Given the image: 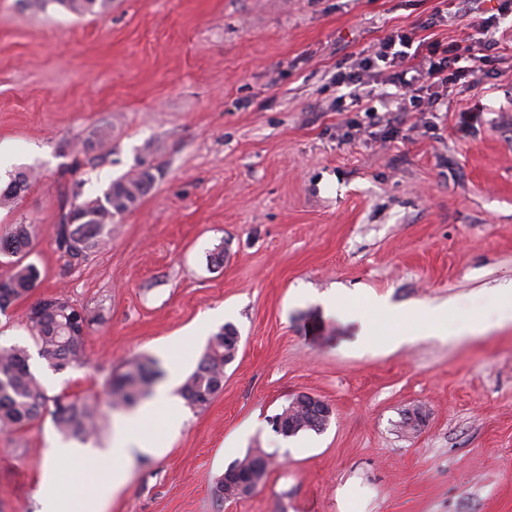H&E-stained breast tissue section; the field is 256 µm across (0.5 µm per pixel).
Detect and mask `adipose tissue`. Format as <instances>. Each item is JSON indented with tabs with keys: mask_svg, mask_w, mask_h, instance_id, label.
Listing matches in <instances>:
<instances>
[{
	"mask_svg": "<svg viewBox=\"0 0 512 512\" xmlns=\"http://www.w3.org/2000/svg\"><path fill=\"white\" fill-rule=\"evenodd\" d=\"M374 308L381 320H390L396 324L395 329L388 333L389 347L397 348L413 342L423 332L430 336H444L448 333L441 307L418 304L409 308H397L379 299L375 301ZM181 375L182 370L178 363H171L168 387L160 389L152 402L128 419L125 434L108 450L114 464L112 471L86 469L80 484L73 489L74 494L79 495L83 502L84 512H102L107 500L124 486L127 468L135 455L153 452L154 444L146 435L143 424L159 408L173 402L171 388L178 385Z\"/></svg>",
	"mask_w": 512,
	"mask_h": 512,
	"instance_id": "ef3b65f1",
	"label": "adipose tissue"
}]
</instances>
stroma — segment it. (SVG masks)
Here are the masks:
<instances>
[{"label": "stroma", "instance_id": "1", "mask_svg": "<svg viewBox=\"0 0 512 512\" xmlns=\"http://www.w3.org/2000/svg\"><path fill=\"white\" fill-rule=\"evenodd\" d=\"M459 0H112L99 15L35 13L0 0V143L35 174L0 207V234L32 224V299L92 317L84 365L55 369L34 343L32 299L0 313V344L27 348L48 396L96 403L90 455L56 457L51 412L0 433V512L66 493L124 424L106 381L133 359L192 373L211 336H240L203 407L160 410L105 512H512V326L363 347L340 316L373 300L445 309L449 326L512 282V29L472 91L440 111L373 122L338 97L344 62L395 29L461 41ZM106 132L107 147L84 143ZM151 192L82 261L55 244L81 182L102 193L137 157ZM223 251L214 265L212 253ZM335 293V308L323 297ZM308 393L333 408L290 439L269 419ZM420 411L417 429L403 426ZM243 443L231 434L246 420ZM263 450L268 475L221 501L218 480ZM58 485L43 482L46 466Z\"/></svg>", "mask_w": 512, "mask_h": 512}]
</instances>
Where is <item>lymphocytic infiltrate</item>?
I'll return each instance as SVG.
<instances>
[{
  "instance_id": "obj_1",
  "label": "lymphocytic infiltrate",
  "mask_w": 512,
  "mask_h": 512,
  "mask_svg": "<svg viewBox=\"0 0 512 512\" xmlns=\"http://www.w3.org/2000/svg\"><path fill=\"white\" fill-rule=\"evenodd\" d=\"M512 17V0H502L497 16L484 19L465 43H453L441 54L414 59L411 49L416 31L396 30L382 39L377 49L364 58L350 62L337 71L336 86L345 89L351 101L373 96V75L389 73L392 81L404 89L409 103L426 101L429 111H436L449 87L476 89L490 58L485 52L501 20Z\"/></svg>"
}]
</instances>
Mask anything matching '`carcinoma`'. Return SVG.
<instances>
[{
  "label": "carcinoma",
  "instance_id": "cac0c4a2",
  "mask_svg": "<svg viewBox=\"0 0 512 512\" xmlns=\"http://www.w3.org/2000/svg\"><path fill=\"white\" fill-rule=\"evenodd\" d=\"M28 8L44 12L56 4L76 14H101L111 0H27ZM31 172L19 169L0 187V205L17 203L30 186ZM152 166L140 161L137 169L110 182L102 194L74 203L62 213L55 225V242L71 259L80 260L112 236L114 219L135 208L154 187ZM36 236L32 224H14L0 236V255L14 258L13 271L0 278V312L19 300L27 299L38 287L41 269L26 261ZM28 322L42 355L55 366L62 363L80 366L85 363L84 336L70 319V302L61 297L40 298L29 308ZM236 333L231 324L211 337L195 371L183 382L180 393L191 407L204 406L224 385V366L233 359L226 339ZM154 361H135L113 374L107 383L111 407L128 409L151 394L153 378L158 374ZM58 430L79 441L92 437L97 427L95 406L65 395L49 398L30 370L27 349L19 345H0V432L23 428L41 417L48 403ZM254 486L261 485L270 467L269 455L258 452L235 461Z\"/></svg>",
  "mask_w": 512,
  "mask_h": 512
}]
</instances>
